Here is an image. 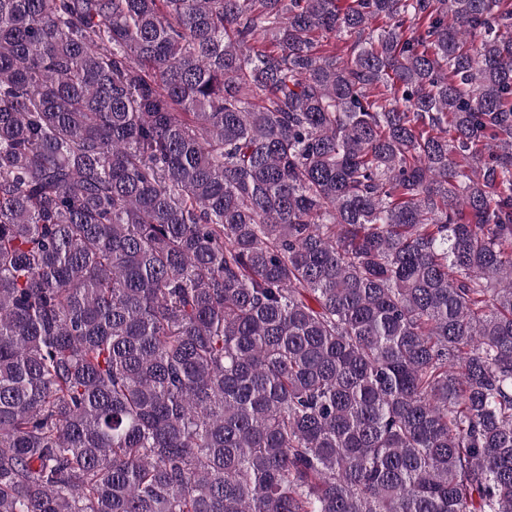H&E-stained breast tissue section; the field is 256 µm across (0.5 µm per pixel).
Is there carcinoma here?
Wrapping results in <instances>:
<instances>
[{
  "label": "carcinoma",
  "mask_w": 512,
  "mask_h": 512,
  "mask_svg": "<svg viewBox=\"0 0 512 512\" xmlns=\"http://www.w3.org/2000/svg\"><path fill=\"white\" fill-rule=\"evenodd\" d=\"M0 512H512V0H0Z\"/></svg>",
  "instance_id": "obj_1"
}]
</instances>
